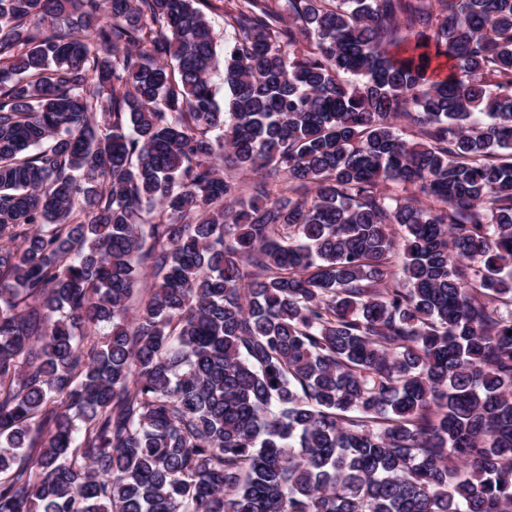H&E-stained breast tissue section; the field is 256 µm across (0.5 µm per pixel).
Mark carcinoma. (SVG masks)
I'll return each mask as SVG.
<instances>
[{
  "label": "carcinoma",
  "instance_id": "1",
  "mask_svg": "<svg viewBox=\"0 0 512 512\" xmlns=\"http://www.w3.org/2000/svg\"><path fill=\"white\" fill-rule=\"evenodd\" d=\"M222 2L0 0V512H512V0Z\"/></svg>",
  "mask_w": 512,
  "mask_h": 512
}]
</instances>
